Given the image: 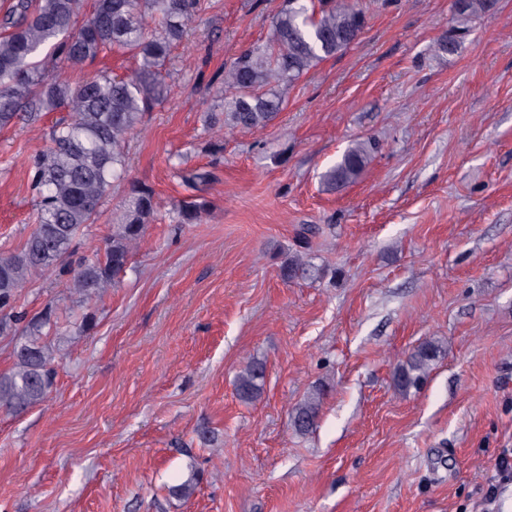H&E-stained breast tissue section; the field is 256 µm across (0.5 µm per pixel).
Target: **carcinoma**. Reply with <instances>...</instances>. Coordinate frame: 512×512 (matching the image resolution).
Wrapping results in <instances>:
<instances>
[{
	"label": "carcinoma",
	"instance_id": "cac0c4a2",
	"mask_svg": "<svg viewBox=\"0 0 512 512\" xmlns=\"http://www.w3.org/2000/svg\"><path fill=\"white\" fill-rule=\"evenodd\" d=\"M84 5L85 0H12L0 15V130L45 112L64 113L50 127L47 144L28 159L35 228L19 252L0 255V334L20 331L13 370L0 374V409L11 413L44 402L53 388L56 350L46 338L68 326L85 331L93 321L89 312L61 316L52 304L29 319L16 310L18 289L33 275L56 272L70 276L83 299L99 296L123 281L131 246L155 218L153 187L128 182L120 221L104 249L92 261H70L76 239L94 223L108 189L125 180L127 137L167 97L164 72L171 51L201 10V0H92L90 15L82 21ZM491 6L492 0H462L455 15L467 25L489 14ZM147 12L158 18L154 31L145 27ZM366 23L355 0H281L271 19L270 41L240 49L224 74L208 82L222 111H205V128L268 126L282 109L284 88L349 49ZM106 50L132 53L135 70L125 77L98 73L73 83L45 68L50 59L81 69ZM374 151L369 140L353 142L324 173V184L336 189L354 182ZM178 176L194 194L176 205L175 221L196 224L211 206L200 191L212 175L180 170ZM303 273L299 258L281 262L284 280ZM441 349L434 339L421 343L397 366L395 388L402 393L420 388ZM264 380L263 363L247 364L237 377L239 398L257 399ZM322 396L318 389L293 409L296 431L317 426Z\"/></svg>",
	"mask_w": 512,
	"mask_h": 512
}]
</instances>
